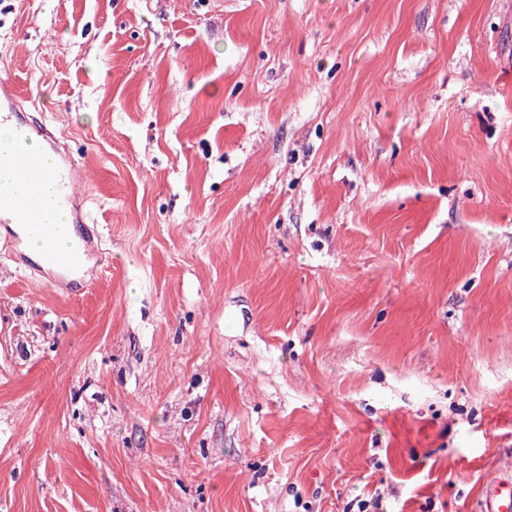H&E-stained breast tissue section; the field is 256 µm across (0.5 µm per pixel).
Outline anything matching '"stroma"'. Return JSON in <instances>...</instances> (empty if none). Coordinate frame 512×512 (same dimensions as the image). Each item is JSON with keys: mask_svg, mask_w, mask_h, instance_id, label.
<instances>
[{"mask_svg": "<svg viewBox=\"0 0 512 512\" xmlns=\"http://www.w3.org/2000/svg\"><path fill=\"white\" fill-rule=\"evenodd\" d=\"M87 172L0 245V512H483L512 478V0H0Z\"/></svg>", "mask_w": 512, "mask_h": 512, "instance_id": "35a3bbf8", "label": "stroma"}]
</instances>
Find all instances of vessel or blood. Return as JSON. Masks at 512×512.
I'll return each instance as SVG.
<instances>
[{
    "label": "vessel or blood",
    "mask_w": 512,
    "mask_h": 512,
    "mask_svg": "<svg viewBox=\"0 0 512 512\" xmlns=\"http://www.w3.org/2000/svg\"><path fill=\"white\" fill-rule=\"evenodd\" d=\"M23 106L15 85L0 80V125L14 128L13 140L0 148V223L13 224L24 235L39 236L46 245L35 260L34 270L55 274L59 282L74 290L89 287L100 251L95 229L87 227V213L78 203L79 183L76 159L71 150L62 146L46 124L27 122L22 118ZM54 156V165H47V156ZM41 173L52 188L56 204L74 224H84L76 244L65 251L53 243V225L32 219L14 201L15 189L29 181L34 173ZM487 512H512V479H491L485 489Z\"/></svg>",
    "instance_id": "vessel-or-blood-1"
}]
</instances>
